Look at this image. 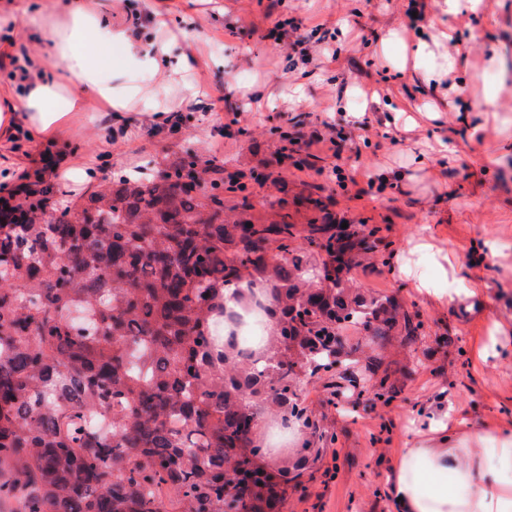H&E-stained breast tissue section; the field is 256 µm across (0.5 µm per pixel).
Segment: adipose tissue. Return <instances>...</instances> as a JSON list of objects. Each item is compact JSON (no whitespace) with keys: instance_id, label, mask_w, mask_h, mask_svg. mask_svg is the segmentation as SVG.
Returning <instances> with one entry per match:
<instances>
[{"instance_id":"obj_1","label":"adipose tissue","mask_w":512,"mask_h":512,"mask_svg":"<svg viewBox=\"0 0 512 512\" xmlns=\"http://www.w3.org/2000/svg\"><path fill=\"white\" fill-rule=\"evenodd\" d=\"M25 24L31 50L19 57L8 83L0 85V138L25 132L48 143L69 137L73 119L92 104L115 115L130 111L136 97L155 100L153 120L165 124L169 113L195 98L192 87L181 96L160 99L158 88L122 91L112 84V52L120 50L136 72L190 69L187 53L170 43L130 38L127 24L114 21L111 9L94 0H0V36L11 37ZM464 420L455 407H433L418 418L417 439L401 455L388 487L393 512H512V430H498L493 447L485 434L459 436Z\"/></svg>"}]
</instances>
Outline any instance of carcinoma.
Returning <instances> with one entry per match:
<instances>
[{"mask_svg": "<svg viewBox=\"0 0 512 512\" xmlns=\"http://www.w3.org/2000/svg\"><path fill=\"white\" fill-rule=\"evenodd\" d=\"M199 164L114 176L53 224L37 173L0 201V498L18 512H278L289 470L255 467L259 410L309 424L299 375L330 368L345 328L395 327L391 301L342 274L379 228H343L319 198L301 245L286 213L258 223L244 202L228 224L224 193L245 185ZM311 248L334 270L318 288ZM230 289L275 320L268 348L213 334Z\"/></svg>", "mask_w": 512, "mask_h": 512, "instance_id": "cac0c4a2", "label": "carcinoma"}]
</instances>
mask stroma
I'll return each mask as SVG.
<instances>
[{
  "mask_svg": "<svg viewBox=\"0 0 512 512\" xmlns=\"http://www.w3.org/2000/svg\"><path fill=\"white\" fill-rule=\"evenodd\" d=\"M410 0H162L175 17L174 34L192 44L197 60L185 79L200 95L175 128L148 124L149 103H139L125 123H109L105 110L77 118V133L48 147L22 143L45 172L63 207L76 209L91 186L64 188L60 173L84 154L97 158L98 177L168 170L185 151L199 159L216 155L229 172L250 175L273 166L283 145L279 128L304 133L333 124L346 141L340 155L314 146L301 153L300 168L281 172L278 184H249L225 193V206L249 201L256 219L271 203L288 201L291 223L313 219L302 200L313 196L350 224L379 227L381 245L360 256L350 276L362 294L388 298L400 314L418 322L375 336L348 330L341 368L301 374L296 391L311 428L292 431L288 450L310 441L300 476L288 485L283 512H390L386 480L409 447L418 408L451 401L474 427L512 428V335L491 337L495 322L512 317V155H501V127L488 122L483 140H471L450 103L496 95L500 115L512 117V0H481L478 15L460 14L458 42L432 43L431 53L403 61L406 46L440 28L442 0H427L425 20L410 22ZM301 21L308 63H293L292 49L268 37L265 13ZM336 53L335 63L322 65ZM457 69L438 87L400 76L434 68L446 55ZM382 95H375V88ZM224 96V110L209 104ZM448 113L457 144L454 162L427 153L434 130H406L400 112ZM369 122L362 136L360 122ZM112 126V152L98 154L100 129ZM426 163H419V156ZM354 175L357 192L343 191L338 174ZM447 249L455 286H485L480 305L440 303L421 296L415 276L434 277L432 258L417 251L418 239ZM495 238L506 247L496 262H476L473 243ZM408 264L410 274L400 271ZM495 342L498 358L479 361L476 348Z\"/></svg>",
  "mask_w": 512,
  "mask_h": 512,
  "instance_id": "1",
  "label": "stroma"
}]
</instances>
